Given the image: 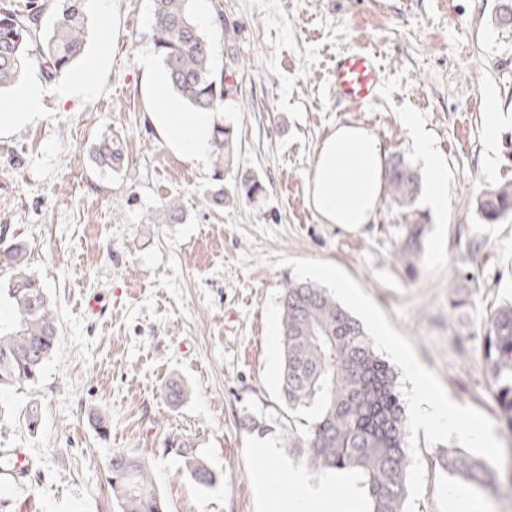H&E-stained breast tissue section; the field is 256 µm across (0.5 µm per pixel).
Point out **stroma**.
<instances>
[{"instance_id":"obj_1","label":"stroma","mask_w":512,"mask_h":512,"mask_svg":"<svg viewBox=\"0 0 512 512\" xmlns=\"http://www.w3.org/2000/svg\"><path fill=\"white\" fill-rule=\"evenodd\" d=\"M500 0H192L212 18L203 31L214 66L234 90L224 115L239 134L240 166L266 193L221 208L206 204L211 163L172 152L148 120L162 66L153 54V0H86L84 56L55 78L41 58L26 81L45 85L41 115L0 134V226L26 239L30 268L58 316L55 354L35 386L0 390V449H28L36 466L0 492V512H120L107 484L108 461L123 450L144 458L166 512H282L261 507V448L279 444L288 412L278 398L282 370L280 297L294 277L277 255L322 259L346 271L435 371L449 398L482 411L502 444L493 383L481 366L482 326L512 301V216L486 224L476 199L512 180V29L496 25ZM102 64H95L99 47ZM374 52L382 72L368 105L337 103L336 55ZM84 77L62 97L56 88ZM496 101L504 120L488 136ZM430 134L448 179V207L428 203L432 172L417 155L404 113ZM368 128L387 158L405 157L421 175L423 251L413 270L395 254L404 222L382 195L372 223H321L306 201L317 150L337 125ZM123 138L128 164L98 174L89 149ZM178 199L181 224L152 214ZM465 286L469 306L452 308L448 287ZM104 315L87 313L89 299ZM188 389L165 400L172 380ZM39 425L28 429V413ZM111 424L100 438L92 413ZM264 417L273 434L241 423ZM187 439L221 476L204 489L171 435ZM426 475L417 512H512V474L498 492L451 475L440 445L419 440Z\"/></svg>"}]
</instances>
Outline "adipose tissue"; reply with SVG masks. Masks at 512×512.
<instances>
[{"instance_id": "obj_1", "label": "adipose tissue", "mask_w": 512, "mask_h": 512, "mask_svg": "<svg viewBox=\"0 0 512 512\" xmlns=\"http://www.w3.org/2000/svg\"><path fill=\"white\" fill-rule=\"evenodd\" d=\"M158 111L149 113L152 126L176 154L203 162L213 149L220 112H186L167 83H156ZM385 150L380 139L360 125L342 124L322 142L309 177L307 204L325 224H368L383 191ZM297 491L288 512H333L328 485L311 484L303 471L288 474Z\"/></svg>"}]
</instances>
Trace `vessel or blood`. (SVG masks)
Here are the masks:
<instances>
[{
    "instance_id": "b4317fda",
    "label": "vessel or blood",
    "mask_w": 512,
    "mask_h": 512,
    "mask_svg": "<svg viewBox=\"0 0 512 512\" xmlns=\"http://www.w3.org/2000/svg\"><path fill=\"white\" fill-rule=\"evenodd\" d=\"M381 70L375 56L364 49L337 55L331 73V86L339 101L364 106L373 101L380 89Z\"/></svg>"
}]
</instances>
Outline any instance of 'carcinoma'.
I'll list each match as a JSON object with an SVG mask.
<instances>
[{"mask_svg": "<svg viewBox=\"0 0 512 512\" xmlns=\"http://www.w3.org/2000/svg\"><path fill=\"white\" fill-rule=\"evenodd\" d=\"M84 0H57L52 26L35 23L44 16L42 0L19 9L0 6V90L22 77L28 60L39 55L49 77L67 69L84 54ZM152 39L169 87L191 108L224 111L227 89L224 72L212 64V50L196 21L191 0H154ZM238 134L226 120L213 130L212 183L206 201L215 207L238 198L251 200L265 192L252 173L224 183L236 167ZM100 172H116L126 161L123 144L104 137L90 148ZM420 175L405 158L393 160L388 171L391 200L406 209L397 260L407 270L422 251L424 216L415 208ZM486 224L512 214V180L502 182L476 200ZM181 204L164 201L152 221L180 224ZM0 231V270L10 273L0 287V299L13 310L0 322V387L33 385L56 350L57 317L44 288L29 270L28 244ZM283 365L279 398L293 412L309 413L307 429L292 428L280 436V447L300 458L312 471L352 476L365 495L368 512H403L408 497L409 464L406 413L394 368L373 349L363 324L325 288L310 281H290L280 297ZM485 369L491 376L494 399L502 420L512 429V303L500 306L487 319L481 337ZM165 449L182 459L188 476L203 488L220 480L191 444L170 439ZM440 465L478 486L498 488L496 472L480 457L461 448L442 453ZM107 483L121 512H164L150 469L137 456L118 451L108 463Z\"/></svg>", "mask_w": 512, "mask_h": 512, "instance_id": "1", "label": "carcinoma"}]
</instances>
